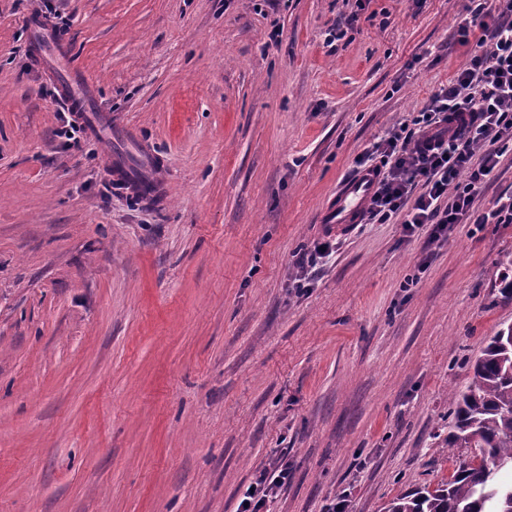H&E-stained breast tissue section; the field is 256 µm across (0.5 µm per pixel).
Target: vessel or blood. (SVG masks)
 <instances>
[{"label": "vessel or blood", "instance_id": "1", "mask_svg": "<svg viewBox=\"0 0 512 512\" xmlns=\"http://www.w3.org/2000/svg\"><path fill=\"white\" fill-rule=\"evenodd\" d=\"M33 39L40 54L60 76L61 97L68 105L82 111L83 121L93 136L111 140L112 118L95 108V87L72 66L67 41L54 28L39 22L33 25ZM372 189L373 176L369 172L346 180L336 190L334 206L321 214V223L339 227L356 223Z\"/></svg>", "mask_w": 512, "mask_h": 512}]
</instances>
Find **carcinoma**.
Masks as SVG:
<instances>
[{"label":"carcinoma","mask_w":512,"mask_h":512,"mask_svg":"<svg viewBox=\"0 0 512 512\" xmlns=\"http://www.w3.org/2000/svg\"><path fill=\"white\" fill-rule=\"evenodd\" d=\"M472 381L452 393L453 417L440 451L470 459L436 485L390 499L383 512H512V325L499 329L472 364Z\"/></svg>","instance_id":"cac0c4a2"}]
</instances>
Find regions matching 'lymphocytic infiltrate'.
Returning a JSON list of instances; mask_svg holds the SVG:
<instances>
[{
	"label": "lymphocytic infiltrate",
	"mask_w": 512,
	"mask_h": 512,
	"mask_svg": "<svg viewBox=\"0 0 512 512\" xmlns=\"http://www.w3.org/2000/svg\"><path fill=\"white\" fill-rule=\"evenodd\" d=\"M461 37H474L466 64L417 115L389 128L369 165L374 189L371 223L402 217L407 234L429 228L430 241L447 239L455 225L512 223V197L487 213L473 204L491 180L501 143L512 141V0H466ZM290 467L272 458L255 475L240 512H263L288 485Z\"/></svg>",
	"instance_id": "f902f5d3"
}]
</instances>
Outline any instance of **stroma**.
<instances>
[{
  "mask_svg": "<svg viewBox=\"0 0 512 512\" xmlns=\"http://www.w3.org/2000/svg\"><path fill=\"white\" fill-rule=\"evenodd\" d=\"M48 5L114 132L36 60L37 0H0V512H236L281 452L270 512H383L449 476L448 394L512 324V223L431 243L317 217L465 63L463 0ZM501 152L476 213L512 195ZM112 157L157 196L116 188Z\"/></svg>",
  "mask_w": 512,
  "mask_h": 512,
  "instance_id": "35a3bbf8",
  "label": "stroma"
}]
</instances>
